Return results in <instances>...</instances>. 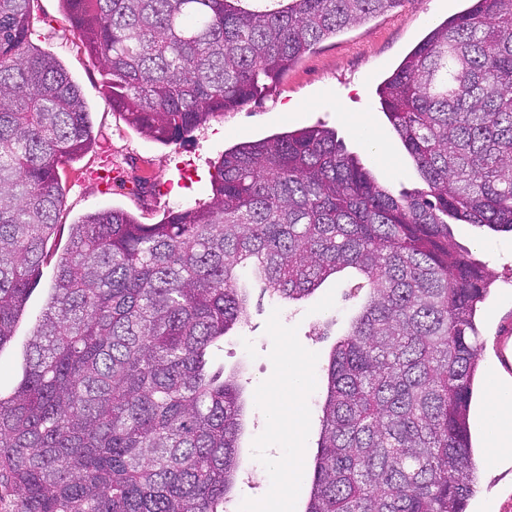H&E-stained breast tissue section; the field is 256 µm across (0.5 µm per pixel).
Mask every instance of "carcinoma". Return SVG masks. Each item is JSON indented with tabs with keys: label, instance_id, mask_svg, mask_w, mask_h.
<instances>
[{
	"label": "carcinoma",
	"instance_id": "cac0c4a2",
	"mask_svg": "<svg viewBox=\"0 0 512 512\" xmlns=\"http://www.w3.org/2000/svg\"><path fill=\"white\" fill-rule=\"evenodd\" d=\"M107 99L176 144L401 0H62ZM0 0V349L50 252L59 170L92 140L60 61ZM426 188L393 193L322 126L224 151L208 201L71 225L25 375L0 394V512H224L244 403L213 348L251 276L280 300L350 269L305 512H466L476 315L494 275L448 218L512 232V0H471L377 87Z\"/></svg>",
	"mask_w": 512,
	"mask_h": 512
}]
</instances>
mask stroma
Wrapping results in <instances>:
<instances>
[{
	"mask_svg": "<svg viewBox=\"0 0 512 512\" xmlns=\"http://www.w3.org/2000/svg\"><path fill=\"white\" fill-rule=\"evenodd\" d=\"M464 6L465 0H402L394 10L314 46L280 83L257 94L229 118H214L184 142L163 145L143 137L113 112L106 100L101 65L75 35L61 0H32L31 40L56 56L78 86L95 140L60 172L63 201L56 215V234L16 335L0 350V391L10 392L22 378V348L29 328L47 301L69 228L83 215L120 208L142 223H159L171 212L208 200L214 165L225 149L309 126L335 130L342 145L393 192L423 188L419 172L380 109L376 89L418 41ZM105 157L124 168L150 158L154 163L151 181L168 184V191L143 197L130 195L119 184L97 187L92 175ZM450 232L459 248L496 277L479 325L482 383L493 385L505 376L496 341L512 333V233L455 221ZM353 283V277L340 274L306 299L279 303L259 283L249 282L246 318L226 334L215 354L225 373L235 374L247 407L240 438L241 477L232 492L246 512H271L273 507L271 495L279 474L266 463L267 449H298L305 473L313 471L327 384L325 368L360 304ZM295 353L304 355V366L313 375L310 389L299 399L310 424L299 434L276 432L267 426L268 407L258 392L263 382L282 378L284 360ZM477 464L479 479L468 512H506V505H512V460L491 463L481 457Z\"/></svg>",
	"mask_w": 512,
	"mask_h": 512,
	"instance_id": "obj_1",
	"label": "stroma"
}]
</instances>
